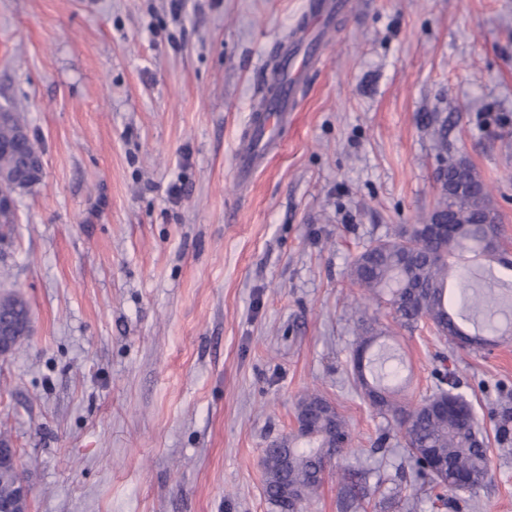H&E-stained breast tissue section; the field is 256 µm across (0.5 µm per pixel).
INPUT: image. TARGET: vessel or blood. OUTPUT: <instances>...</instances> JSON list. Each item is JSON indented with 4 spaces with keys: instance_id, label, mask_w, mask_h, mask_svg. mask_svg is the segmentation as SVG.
I'll use <instances>...</instances> for the list:
<instances>
[{
    "instance_id": "1",
    "label": "vessel or blood",
    "mask_w": 512,
    "mask_h": 512,
    "mask_svg": "<svg viewBox=\"0 0 512 512\" xmlns=\"http://www.w3.org/2000/svg\"><path fill=\"white\" fill-rule=\"evenodd\" d=\"M350 0H312L299 29V36L285 48L281 64L286 80L280 93L269 99L264 111L253 113L244 142L236 153V174L248 181L275 155L287 127L292 107L300 90L309 63L317 53L321 35L329 30L336 17L345 13Z\"/></svg>"
}]
</instances>
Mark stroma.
<instances>
[{"instance_id":"obj_1","label":"stroma","mask_w":512,"mask_h":512,"mask_svg":"<svg viewBox=\"0 0 512 512\" xmlns=\"http://www.w3.org/2000/svg\"><path fill=\"white\" fill-rule=\"evenodd\" d=\"M307 2L187 0L177 18L169 0H0V107L43 159L0 227V290L30 307L0 359L29 512H274L263 451L312 391L351 442L302 512H337L347 465L398 490L391 512H512V447L491 445L474 497L440 503L401 480L403 436L352 377L364 321L402 399L448 370L490 433L512 403V333L455 348L349 278L365 245L428 218L449 158L489 184L512 251V0H354L240 190L235 149Z\"/></svg>"}]
</instances>
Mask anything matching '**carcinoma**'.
<instances>
[{
	"mask_svg": "<svg viewBox=\"0 0 512 512\" xmlns=\"http://www.w3.org/2000/svg\"><path fill=\"white\" fill-rule=\"evenodd\" d=\"M26 129L19 113H11L10 122L0 124V142H10ZM465 179L481 188L478 194H457L451 187L442 189L436 205L455 219L456 239L448 245H429L420 236L417 224H409L394 236L378 240L356 254L350 264L353 285L364 290V299L374 305L387 306L402 327L421 320L430 322L437 333L454 342L463 334L448 310V280H459L461 307L482 315L483 329L497 332V316L503 313L498 289L487 281L475 288L472 277L459 273L454 261L457 254L469 252L477 257L491 256L503 266L512 259L488 251L486 241L501 235L498 224L477 222V216L490 203L487 184L472 166L462 170ZM29 308L18 294L0 296V324L13 325L28 320ZM371 328H361L353 355V373L370 406L391 419L403 434L408 464L416 478L431 490L442 489L475 494L489 478L488 437L476 420L468 401L454 392L455 383L438 388L433 395L416 405L397 398V393L372 375L367 378L364 361L366 349L375 340ZM296 414L305 418L311 429L302 434L307 445L276 440L264 449V494L275 512H296L302 503L316 496L325 482L330 460L323 449L339 440H349L346 421L334 406L319 393L303 396ZM512 416L503 411L494 429L499 446L512 442ZM25 463L18 457L12 463L0 462V500H11L15 484ZM355 471L340 477L342 499L355 497Z\"/></svg>",
	"mask_w": 512,
	"mask_h": 512,
	"instance_id": "cac0c4a2",
	"label": "carcinoma"
}]
</instances>
